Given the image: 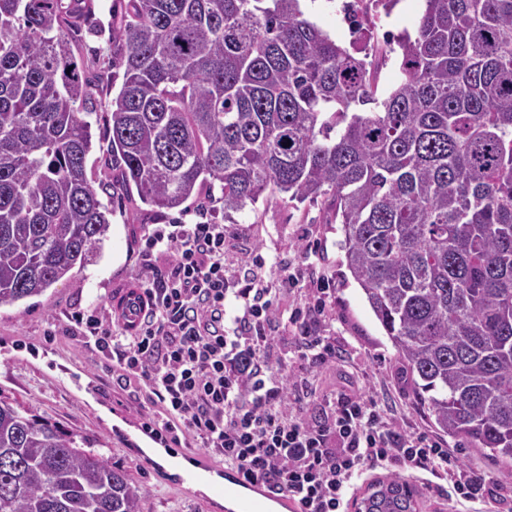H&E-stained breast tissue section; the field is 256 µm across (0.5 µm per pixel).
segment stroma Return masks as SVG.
<instances>
[{
    "label": "stroma",
    "mask_w": 512,
    "mask_h": 512,
    "mask_svg": "<svg viewBox=\"0 0 512 512\" xmlns=\"http://www.w3.org/2000/svg\"><path fill=\"white\" fill-rule=\"evenodd\" d=\"M423 10V0H398L391 15L369 31L367 53L384 58L379 93L391 88L398 71V55L389 51L386 32L415 31ZM100 73L97 67L84 72L96 85L97 103L87 116L94 148L86 166L94 183L112 184L118 173L104 147V133L111 118L107 103L114 91L100 81ZM206 222L227 225L233 234L226 251L229 261L242 262L254 251L278 255L302 268L308 281L332 288L336 303L328 326L355 359L319 369L318 400L343 389L364 392L385 404L400 425L431 432L425 406L345 266L342 236L326 197L302 203L262 198L228 214L220 205L195 198L160 213L135 196L113 204L108 238L96 263L40 296L0 309V400L24 415L48 419L86 436L90 451L127 470L142 487L143 512H225L223 500L213 498L207 489L187 492L174 485L161 452L150 448L138 454L120 438V430L143 426L149 411L136 388L122 389L113 382L109 360L82 344L73 322L79 313L113 315L115 288L137 281L140 275V253L148 232L164 224ZM306 237L316 244L309 255L301 250Z\"/></svg>",
    "instance_id": "stroma-1"
}]
</instances>
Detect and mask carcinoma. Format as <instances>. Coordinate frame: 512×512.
Wrapping results in <instances>:
<instances>
[{
	"label": "carcinoma",
	"instance_id": "cac0c4a2",
	"mask_svg": "<svg viewBox=\"0 0 512 512\" xmlns=\"http://www.w3.org/2000/svg\"><path fill=\"white\" fill-rule=\"evenodd\" d=\"M377 95L372 63L300 0H127L107 151L159 210L209 190L331 196L345 265L433 427L512 475V0H424ZM93 0H0V308L103 248L93 104L71 44ZM87 439L0 401V512H142ZM357 512H419L387 475Z\"/></svg>",
	"mask_w": 512,
	"mask_h": 512
}]
</instances>
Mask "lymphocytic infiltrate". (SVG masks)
<instances>
[{
  "label": "lymphocytic infiltrate",
  "mask_w": 512,
  "mask_h": 512,
  "mask_svg": "<svg viewBox=\"0 0 512 512\" xmlns=\"http://www.w3.org/2000/svg\"><path fill=\"white\" fill-rule=\"evenodd\" d=\"M229 237L220 224L163 225L142 251L137 329L75 317L117 383L143 391L147 430L177 423L188 443L296 499L301 512H348L356 483L377 469L447 481L457 512H499L493 476L454 464L426 433L400 428L377 398L342 391L315 413L317 368L346 355L333 334L317 330L330 287L306 288L303 270L259 253L240 273L225 259ZM295 291L304 302L282 308Z\"/></svg>",
  "instance_id": "lymphocytic-infiltrate-1"
}]
</instances>
